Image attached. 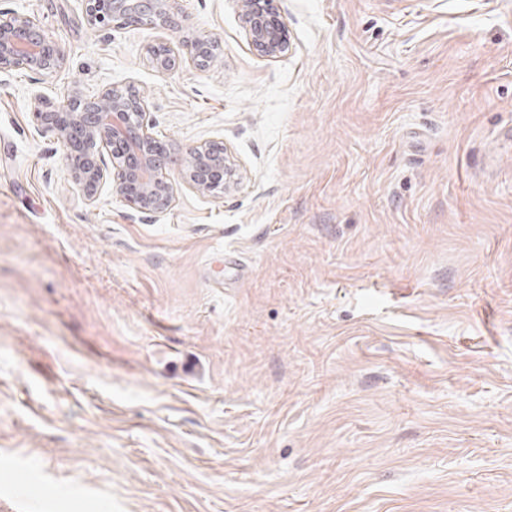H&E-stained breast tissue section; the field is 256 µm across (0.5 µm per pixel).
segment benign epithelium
<instances>
[{
    "label": "benign epithelium",
    "instance_id": "1",
    "mask_svg": "<svg viewBox=\"0 0 512 512\" xmlns=\"http://www.w3.org/2000/svg\"><path fill=\"white\" fill-rule=\"evenodd\" d=\"M235 2L252 46L270 58L288 54L290 43L274 15L273 0ZM177 14L176 0H86L90 24L165 28L176 34L192 61L210 38L202 33L182 34ZM173 49L168 42L149 47L158 72L176 71L167 65ZM62 64L60 51L32 18L14 14L0 20V72L25 68L49 73ZM130 89L129 84H114L93 99L71 90L59 103L34 113L38 129L54 133L62 144L67 174L87 199L95 198L100 186L110 180L112 190L130 209L161 214L170 208L181 186L200 195H218L246 177L231 148L226 146L217 155L211 143L201 142L186 149L180 181L172 180L167 173L171 149L157 140L147 120L149 99L139 92L135 101H129Z\"/></svg>",
    "mask_w": 512,
    "mask_h": 512
}]
</instances>
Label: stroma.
Returning <instances> with one entry per match:
<instances>
[{"mask_svg": "<svg viewBox=\"0 0 512 512\" xmlns=\"http://www.w3.org/2000/svg\"><path fill=\"white\" fill-rule=\"evenodd\" d=\"M178 0L208 66L85 0H0L60 48L0 72V500L25 512H512V0ZM132 83L224 195L87 201L33 118ZM28 472L22 488L14 472ZM249 42L266 57L287 55L291 46L281 21L274 15L273 0H235ZM174 49V50H173ZM175 51L177 61L179 53L178 49H175L174 46L171 45V43L168 42H160L158 44L152 45L148 49V54L151 60V63L153 67L162 74H171L174 71H176L178 65L174 67H170V65H167V61L170 59L171 54Z\"/></svg>", "mask_w": 512, "mask_h": 512, "instance_id": "obj_1", "label": "stroma"}]
</instances>
